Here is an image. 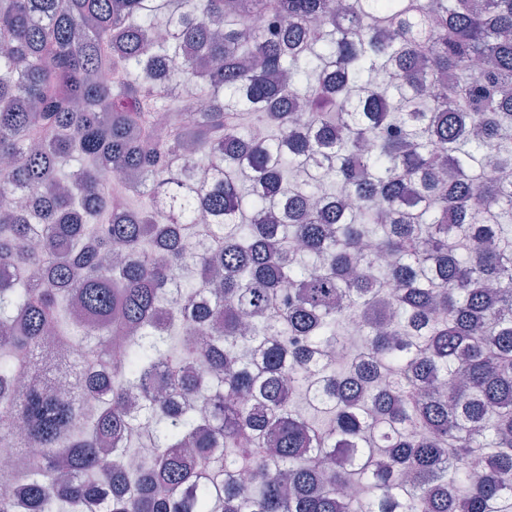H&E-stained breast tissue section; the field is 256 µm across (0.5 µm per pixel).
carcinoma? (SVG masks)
<instances>
[{
  "mask_svg": "<svg viewBox=\"0 0 512 512\" xmlns=\"http://www.w3.org/2000/svg\"><path fill=\"white\" fill-rule=\"evenodd\" d=\"M2 159L0 512H512V0H0Z\"/></svg>",
  "mask_w": 512,
  "mask_h": 512,
  "instance_id": "carcinoma-1",
  "label": "carcinoma"
}]
</instances>
